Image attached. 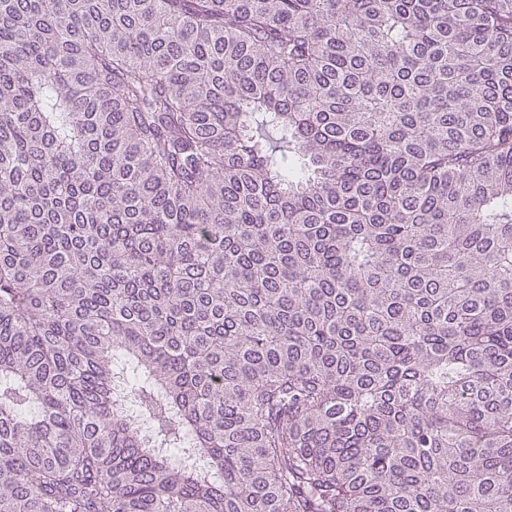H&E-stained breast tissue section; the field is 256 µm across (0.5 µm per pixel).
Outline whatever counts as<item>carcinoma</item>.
<instances>
[{
	"instance_id": "carcinoma-1",
	"label": "carcinoma",
	"mask_w": 512,
	"mask_h": 512,
	"mask_svg": "<svg viewBox=\"0 0 512 512\" xmlns=\"http://www.w3.org/2000/svg\"><path fill=\"white\" fill-rule=\"evenodd\" d=\"M0 512H512V0H0Z\"/></svg>"
}]
</instances>
